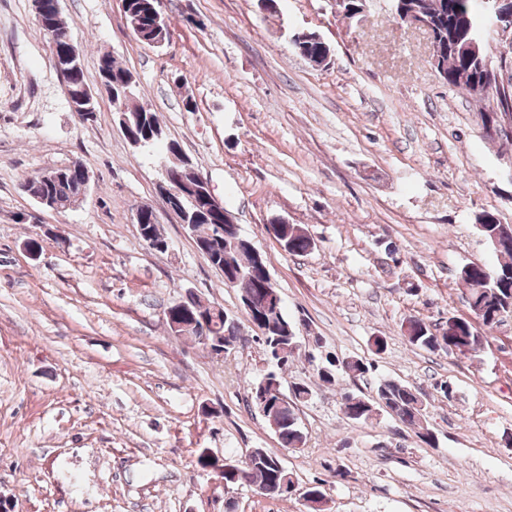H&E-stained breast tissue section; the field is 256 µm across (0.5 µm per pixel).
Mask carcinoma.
<instances>
[{"mask_svg":"<svg viewBox=\"0 0 512 512\" xmlns=\"http://www.w3.org/2000/svg\"><path fill=\"white\" fill-rule=\"evenodd\" d=\"M126 19L132 23L144 17L139 40L147 45L159 40H168L169 28L165 21L154 23L147 13L149 0H126ZM409 4L429 18L436 55L439 58V76L451 87L467 94L488 93L497 102V110L483 114V122H493L497 114H512V75L507 82L492 84L496 77L491 65L488 47L484 46L473 52L464 49L465 44L478 34L485 32L487 19L478 0H409ZM44 36L55 35L57 44L68 47L66 37L68 30L64 20L60 19L51 27L43 26ZM108 75L112 84L130 89L137 95L136 80L130 70L119 65L111 55L99 57V76ZM61 178L52 184L39 181L30 186L31 194L38 196L44 192L55 193L70 199L81 184L80 164L74 163L58 168ZM203 219L195 225L197 240L209 243V250L204 253L208 262L216 269L228 273L252 262L246 253L228 249L224 245V235H233V231L224 227L222 215L209 210H202ZM481 235L487 240L499 239L500 248H492L499 260L498 267L489 271L476 263H467L458 271V281L464 286L466 300L472 313L483 312V328L472 329L463 337L461 345L478 351L487 340V333L512 321V236L504 233L496 214L484 212L479 218ZM283 249L291 255H303L310 252L315 242L306 230L298 224H290L281 240ZM240 293L247 295L254 309L263 313L268 323L283 330L291 326L284 311L281 297L274 296V289L258 273L237 284ZM401 329L408 342L416 347L434 352L449 350L446 334L431 330L430 326L416 317L406 319ZM257 342L266 358L275 362V369L267 371L253 382L256 388H264L270 401L276 400L267 381L281 378V372L293 362L298 348L292 344L300 342L297 336H259ZM378 400L383 402L381 408L397 418L404 426L412 429L424 443L432 444L435 436L422 432L426 421V406L410 386L395 380H386L377 389ZM375 404L354 393L347 392L342 397L341 409L344 416L357 423L371 420ZM280 429L287 432L288 447L295 449L305 443L304 432L299 423L296 410L285 409L274 412ZM227 489L243 485L259 484L262 494L266 496H287L286 490L295 489V482L283 466L279 456L271 451L259 461L251 471L245 469L241 474L225 476Z\"/></svg>","mask_w":512,"mask_h":512,"instance_id":"carcinoma-1","label":"carcinoma"}]
</instances>
